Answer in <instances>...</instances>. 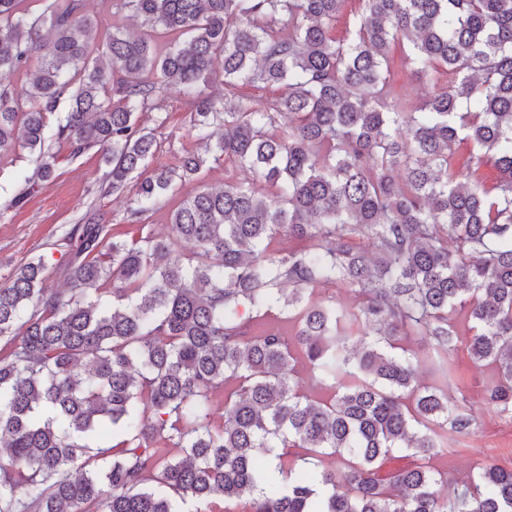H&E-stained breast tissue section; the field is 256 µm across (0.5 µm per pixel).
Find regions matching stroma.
Masks as SVG:
<instances>
[{"label": "stroma", "instance_id": "stroma-1", "mask_svg": "<svg viewBox=\"0 0 512 512\" xmlns=\"http://www.w3.org/2000/svg\"><path fill=\"white\" fill-rule=\"evenodd\" d=\"M165 115L142 114L143 126L156 130L161 143L158 162L174 163L177 155L199 150L200 144L190 130V110L178 92H171ZM61 161L53 179L31 192L26 202L13 206L20 192V172L31 169L33 157L27 149L15 147L0 157V283L8 282L19 266L40 254L61 256L66 250L68 230L82 223L86 213L100 215L110 231L126 230L128 194H109L104 190L108 169L98 150L69 159L66 146H58ZM454 383L469 395L468 403L477 425L470 434L456 438L441 450L436 467L442 473L461 477L475 459L484 458L512 466V413L499 412L483 401L490 383L489 368L475 365L466 352L453 357Z\"/></svg>", "mask_w": 512, "mask_h": 512}]
</instances>
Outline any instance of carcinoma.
<instances>
[{"mask_svg": "<svg viewBox=\"0 0 512 512\" xmlns=\"http://www.w3.org/2000/svg\"><path fill=\"white\" fill-rule=\"evenodd\" d=\"M37 2L0 0V72L29 85L0 84V154L35 155L13 205L53 178L52 143L97 147L132 231L111 238L90 212L66 234L67 287H45L46 254L0 286V512H176L175 495L512 512V467L493 461L434 490L439 448L475 418L419 383L406 345L430 346L445 379L465 348L492 370L484 401L512 412V0H358L339 37L352 0H112L103 32L84 0ZM399 67L433 92L409 104ZM173 89L203 151L154 167L138 114L168 111ZM211 160L248 177L185 197L169 235L144 232ZM336 284L354 309L315 296ZM275 307L291 333L254 331ZM300 367L327 397L301 393Z\"/></svg>", "mask_w": 512, "mask_h": 512, "instance_id": "cac0c4a2", "label": "carcinoma"}]
</instances>
